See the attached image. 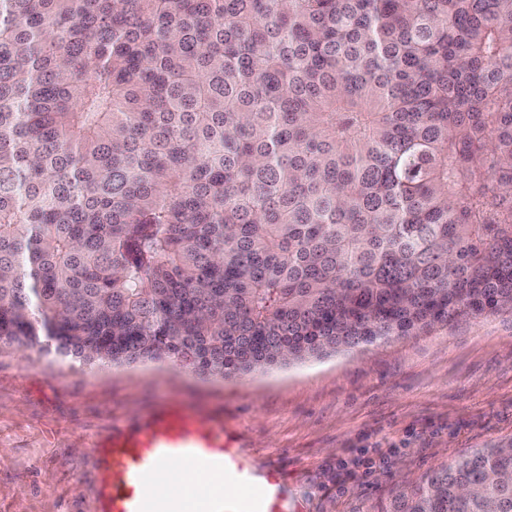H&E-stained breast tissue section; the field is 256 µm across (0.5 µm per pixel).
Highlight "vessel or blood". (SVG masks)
Returning a JSON list of instances; mask_svg holds the SVG:
<instances>
[{
  "label": "vessel or blood",
  "mask_w": 512,
  "mask_h": 512,
  "mask_svg": "<svg viewBox=\"0 0 512 512\" xmlns=\"http://www.w3.org/2000/svg\"><path fill=\"white\" fill-rule=\"evenodd\" d=\"M94 448L104 460L98 512H287L282 498L287 466H268L261 485L251 486L254 465L234 450L223 424L201 422L176 404L165 406L135 429L114 430ZM173 460L190 475H212L207 490L189 500L178 494L152 496L151 483ZM227 478L242 488V495L224 493L222 482Z\"/></svg>",
  "instance_id": "vessel-or-blood-1"
}]
</instances>
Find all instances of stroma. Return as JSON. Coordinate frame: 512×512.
<instances>
[{"mask_svg": "<svg viewBox=\"0 0 512 512\" xmlns=\"http://www.w3.org/2000/svg\"><path fill=\"white\" fill-rule=\"evenodd\" d=\"M223 422L288 512H380L400 485L512 443V310L232 379L0 346V512H97L93 440L169 404Z\"/></svg>", "mask_w": 512, "mask_h": 512, "instance_id": "obj_1", "label": "stroma"}]
</instances>
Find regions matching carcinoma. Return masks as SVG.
<instances>
[{
  "instance_id": "obj_1",
  "label": "carcinoma",
  "mask_w": 512,
  "mask_h": 512,
  "mask_svg": "<svg viewBox=\"0 0 512 512\" xmlns=\"http://www.w3.org/2000/svg\"><path fill=\"white\" fill-rule=\"evenodd\" d=\"M512 308V0H0V343L234 378ZM387 512H512V446Z\"/></svg>"
}]
</instances>
